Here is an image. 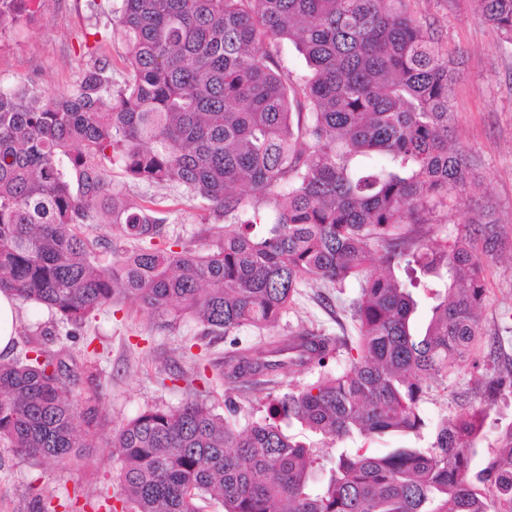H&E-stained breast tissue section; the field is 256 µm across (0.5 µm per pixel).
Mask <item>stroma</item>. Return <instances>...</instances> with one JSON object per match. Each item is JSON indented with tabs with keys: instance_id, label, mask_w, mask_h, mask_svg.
<instances>
[{
	"instance_id": "obj_1",
	"label": "stroma",
	"mask_w": 512,
	"mask_h": 512,
	"mask_svg": "<svg viewBox=\"0 0 512 512\" xmlns=\"http://www.w3.org/2000/svg\"><path fill=\"white\" fill-rule=\"evenodd\" d=\"M121 5L122 0H42L40 20L0 34V86L33 83L52 93L70 90L91 62L87 48L98 42L93 36L96 26L105 25L106 13L119 10ZM406 6L455 58L451 140L481 172L480 181L471 187L472 195L492 206L499 223L511 232L512 46L480 20L472 0H407ZM103 173L131 200L162 202L168 217V239L194 251L211 248L209 230L223 223L224 217L213 212L207 202L188 199L177 189L133 180L117 161L105 163ZM486 266L487 297L479 314L482 339L476 355L491 365L499 359L491 351L493 337L512 331V256L487 259ZM355 295V289L340 294L320 277H310L273 333L285 336L307 328L328 336L353 335L348 305ZM86 344L95 350L96 367L108 383L101 403L103 425L95 447L89 451L94 466L80 472L64 467L43 469L0 447V512H33V500L39 494L66 504L75 495L81 501L94 502L115 493L119 471L113 433L145 409L179 406L188 396L186 376L201 373L208 377L206 399L215 413H226L225 399L236 401L239 411L230 422L239 428L261 419L270 397L315 378L310 371L285 374L241 394L215 379L211 368L212 362L222 360L229 350L223 337L208 334L195 318L173 322L127 297L93 313L75 338L59 337L46 348L54 352L65 346L77 351ZM477 379L476 369L467 361L448 377L431 383L420 404L429 428L479 404ZM288 433L318 449L327 460L341 447L362 446L368 453L380 454L400 444L394 437L331 441L297 424Z\"/></svg>"
}]
</instances>
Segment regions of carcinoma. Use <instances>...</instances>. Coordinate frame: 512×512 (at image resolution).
I'll return each mask as SVG.
<instances>
[{
  "mask_svg": "<svg viewBox=\"0 0 512 512\" xmlns=\"http://www.w3.org/2000/svg\"><path fill=\"white\" fill-rule=\"evenodd\" d=\"M402 2L122 0L109 19L126 45L119 90L98 48L65 97L0 87V291L76 329L131 294L228 337L275 325L312 275L358 288L355 339L301 329L233 341L218 363L237 387L305 370L316 380L242 429L193 388L177 408L144 410L112 438L121 508L108 495L91 508L202 512L211 498L224 512H512V422L471 472L489 407L512 395L511 361L486 369L483 403L439 422L428 447L345 448L319 485L315 451L283 428L420 435L428 382L474 355L486 258L512 253V234L475 200L455 238L425 230L480 175L448 147L452 61ZM474 3L512 45V0ZM286 41L310 68L302 82L281 70ZM114 158L231 218L213 226L214 248L164 243L157 204L130 203L104 177ZM92 224L136 251L103 270ZM31 335L24 358L0 362V445L33 464L89 465L105 389L92 354H51L56 331ZM84 371L91 392L76 395Z\"/></svg>",
  "mask_w": 512,
  "mask_h": 512,
  "instance_id": "obj_1",
  "label": "carcinoma"
}]
</instances>
